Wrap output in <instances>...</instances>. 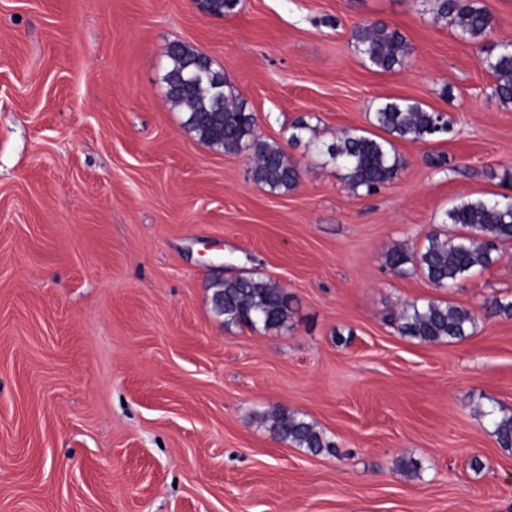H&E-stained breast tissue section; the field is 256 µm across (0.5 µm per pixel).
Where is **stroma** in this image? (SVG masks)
<instances>
[{
	"label": "stroma",
	"mask_w": 512,
	"mask_h": 512,
	"mask_svg": "<svg viewBox=\"0 0 512 512\" xmlns=\"http://www.w3.org/2000/svg\"><path fill=\"white\" fill-rule=\"evenodd\" d=\"M398 28L404 68L351 40ZM208 54L259 133L295 164L270 192L247 156L199 142L165 95L166 51ZM479 45L429 0H0V512H512V451L481 410L512 413V241L454 287L386 254L449 233L464 198L512 197V108ZM386 100L453 133L399 140L393 183L354 192L318 144L376 133ZM305 119L315 142L292 141ZM277 282L276 331L225 325L210 283ZM436 299L472 310L461 341L400 335ZM284 408L337 446L274 436ZM421 462L419 476L397 467ZM359 55L381 72H391L407 62L411 47L405 35L381 21L364 23L352 34Z\"/></svg>",
	"instance_id": "obj_1"
}]
</instances>
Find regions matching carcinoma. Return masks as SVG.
Segmentation results:
<instances>
[{"label":"carcinoma","mask_w":512,"mask_h":512,"mask_svg":"<svg viewBox=\"0 0 512 512\" xmlns=\"http://www.w3.org/2000/svg\"><path fill=\"white\" fill-rule=\"evenodd\" d=\"M435 21L448 22L458 37L478 43L484 68L495 79L494 96L502 106H512V48L507 43L482 46L492 32L494 16L483 0H431ZM240 0H198L210 15H229ZM359 55L381 72H391L407 62L411 47L405 35L381 21L364 23L352 34ZM203 53L182 43L169 45V66L164 74L166 94L185 117L184 127L202 143L226 153L244 154L251 160V178L271 191L289 190L297 184L298 170L283 147L262 138L256 119L245 106L226 94L224 70L214 64L198 65ZM374 125L386 136L344 131L326 146V153L355 192L372 194L391 184L403 168L392 139L427 142L453 128L439 113L417 103L386 101L373 113ZM448 223L466 233L448 236L432 233L418 252L392 248L387 264L397 273L407 267L422 270L437 288H448L469 273L497 261L496 243L512 241V198L463 199L446 213ZM215 312L224 324L245 326L257 332L278 330L291 313L288 294L277 284L254 276L237 275L210 284ZM392 323L403 336L421 343L463 340L476 327L471 310L445 301L410 303L394 315ZM499 445L512 450V414L483 411ZM270 430L283 441L311 454L332 452V445L313 423L280 409L268 416Z\"/></svg>","instance_id":"obj_1"}]
</instances>
